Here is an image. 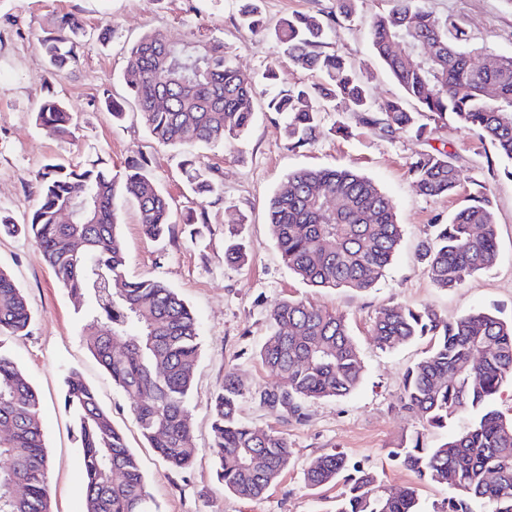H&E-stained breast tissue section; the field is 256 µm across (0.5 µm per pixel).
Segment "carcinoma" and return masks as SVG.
Returning <instances> with one entry per match:
<instances>
[{
    "label": "carcinoma",
    "mask_w": 512,
    "mask_h": 512,
    "mask_svg": "<svg viewBox=\"0 0 512 512\" xmlns=\"http://www.w3.org/2000/svg\"><path fill=\"white\" fill-rule=\"evenodd\" d=\"M240 23L266 30L260 0H236ZM358 0H336L330 17L297 13L270 34L275 54L320 74L322 83L281 88L270 67L264 76L266 111L283 120L285 145L308 147L323 134L324 114L336 103L356 114L358 124L395 137L427 142L453 121L490 142L512 163V54L487 67L454 20L428 11L423 0H392L373 17L370 48L402 96L375 100L369 77L357 74L348 58L326 50L334 24L356 11ZM87 37L81 21L68 20L41 43L54 72L73 66ZM403 44L401 52L393 50ZM125 84L148 132L162 147L227 143L239 139L254 116L256 89L224 45L191 41L176 45L158 32L139 38L127 51ZM168 97L167 106L156 105ZM36 123L48 133L74 138V118L65 103L46 98ZM187 182L201 201L220 199V181L187 153ZM409 174L419 195L441 199L470 185L465 203L445 224L432 225L418 260L432 284L460 287L499 256L497 224L488 182L470 178L444 150H427L411 162ZM36 200L26 223L0 212V234L24 233L37 244L47 265L83 310V341L91 355L133 403L143 437L168 466L193 463L189 410L200 350V325L184 299L163 281L126 279L119 232L120 197L138 210L144 235L174 234L166 195L140 154L123 172L101 157L83 166L47 163L35 179ZM82 203L79 224L61 223L73 202ZM271 235L288 267L307 285L369 290L384 276L404 232L388 196L369 177L349 168L295 171L268 203ZM224 260L242 265L247 249L239 238L224 243ZM32 315L23 291L0 269V512H53L50 464L40 423V397L3 337L26 334ZM291 328L281 335V326ZM373 333L393 350L428 341L425 355L403 379L405 409L433 431L465 423L436 446L418 432L388 451L419 479L451 489L432 512H512V419L496 410L494 398L512 380V319L474 311L450 322L435 310L393 306L378 311ZM126 343L117 351L112 339ZM274 383L246 392L234 373L224 376L212 407L210 451L224 489L245 499L265 495L290 462L287 440L250 425L238 412L250 395L267 411L303 423L312 400L343 398L361 383L364 365L344 315L306 301L285 299L268 314V333L259 351ZM64 405L76 418L85 477L84 512H157L137 455L113 425L93 388L76 371L65 378ZM259 458L257 466L253 460ZM310 487L342 484L334 512H423L417 493L389 491L377 475L342 452L312 459L304 470Z\"/></svg>",
    "instance_id": "1"
}]
</instances>
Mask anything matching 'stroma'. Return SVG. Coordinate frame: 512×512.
I'll list each match as a JSON object with an SVG mask.
<instances>
[{"instance_id": "1", "label": "stroma", "mask_w": 512, "mask_h": 512, "mask_svg": "<svg viewBox=\"0 0 512 512\" xmlns=\"http://www.w3.org/2000/svg\"><path fill=\"white\" fill-rule=\"evenodd\" d=\"M436 16L459 19L479 48L480 62L512 54V0H426ZM267 28L293 13L324 15L336 0H262ZM389 0H364L350 20L337 24L330 49L347 56L359 72L374 75L372 95L399 94L371 54L368 30L375 14L387 11ZM79 19L89 37L79 50L77 65L51 73L40 42L56 32L62 19ZM112 34L109 45L95 35ZM159 32L168 40H219L231 51L242 74L260 81L275 68L278 82L319 83L318 74L285 57H276L269 39L240 25L234 0H0V210L16 221L27 218L35 202V177L53 159L82 162L95 156L122 171L134 155L150 158L152 169L169 197L176 223L171 238L156 242L143 235L136 211L121 213L120 234L126 252L127 277L157 278L175 288L201 323L200 354L189 401L192 466L171 469L150 448L133 418L130 402L91 356L81 336L83 314L71 303L36 244L25 237L0 235V268L24 291L32 313L28 334L6 337L5 343L41 398V422L50 460L53 512H83L84 477L81 449L73 418L60 393L64 376L78 370L98 394L102 406L138 456L148 491L158 512H332L341 486L312 488L304 469L315 457L332 450L373 471L389 490L415 488L420 502L432 505L447 496L446 487L420 481L387 456L389 448L421 430V422L401 408L406 370L424 355L425 343L381 349L371 334L380 308L427 306L448 320L482 309H499L512 317V178L506 177L495 148L456 125L440 132L434 145L451 152L466 174L489 179L493 190L499 258L490 269L468 278L456 290L436 288L417 258L418 248L435 220H447L462 196L430 200L420 196L409 166L421 143L390 140L359 125L354 113L344 118L350 138L331 135L310 147L285 145L282 123L255 103L253 124L238 143L196 149L200 165L222 182L221 200L205 206L208 226L192 239V225L183 217L200 206L182 177L179 151L158 146L129 95L123 72L124 49L144 34ZM61 97L77 126L74 140H61L35 124V114L48 96ZM113 98L125 109L123 122H113L103 101ZM350 167L371 178L390 198L404 235L385 275L365 292L346 288H313L284 263L267 223L270 196L289 172L305 167ZM245 215L238 230L249 260L231 265L224 260L230 212ZM303 299L342 313L364 363L361 384L349 396L309 402L304 424L270 414L251 398L239 411L251 425L280 432L288 441L291 460L268 492L242 499L218 483L210 452L211 406L227 372L247 389L269 384L259 349L266 339L270 307L284 298Z\"/></svg>"}]
</instances>
